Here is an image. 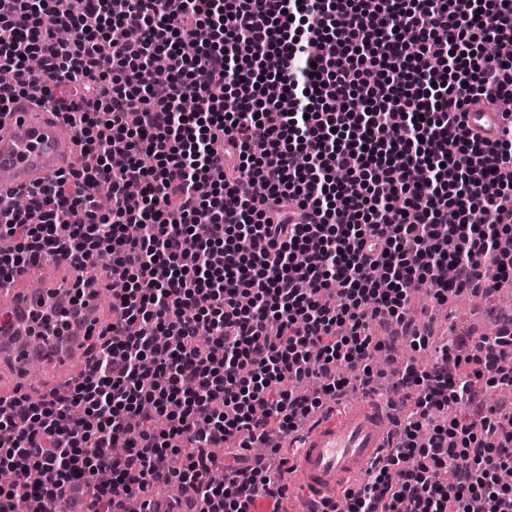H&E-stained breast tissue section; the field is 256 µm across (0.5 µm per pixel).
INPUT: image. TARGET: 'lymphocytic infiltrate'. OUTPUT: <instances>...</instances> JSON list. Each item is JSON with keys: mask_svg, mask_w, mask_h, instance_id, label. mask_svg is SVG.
Returning <instances> with one entry per match:
<instances>
[{"mask_svg": "<svg viewBox=\"0 0 512 512\" xmlns=\"http://www.w3.org/2000/svg\"><path fill=\"white\" fill-rule=\"evenodd\" d=\"M488 39L512 42V0H0V115L41 94L97 159L25 206L0 196V281L106 254L123 285L81 382L0 399V512H52L75 487L124 512L160 473L201 512L281 504V437L369 385L371 324L404 319L410 282L443 302L512 280V137L465 123L512 94ZM503 343L404 368L420 393L347 512H512V410L468 415L479 382L512 385ZM311 378L319 391L285 387ZM231 441L238 466L215 483ZM256 445L277 468L248 459Z\"/></svg>", "mask_w": 512, "mask_h": 512, "instance_id": "lymphocytic-infiltrate-1", "label": "lymphocytic infiltrate"}]
</instances>
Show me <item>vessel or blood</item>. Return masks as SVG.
I'll list each match as a JSON object with an SVG mask.
<instances>
[{
    "label": "vessel or blood",
    "instance_id": "1",
    "mask_svg": "<svg viewBox=\"0 0 512 512\" xmlns=\"http://www.w3.org/2000/svg\"><path fill=\"white\" fill-rule=\"evenodd\" d=\"M467 124L493 141L512 125V118L478 104L470 107ZM76 150L71 131L55 112L19 99L11 116L0 121V188L22 190L51 180L69 166ZM100 275V270L77 269L57 255L37 274L17 275L0 287V357L56 372L54 392L70 389L85 370L74 356L98 335L104 318L99 286L86 288L82 282ZM52 309L69 310L67 327L52 334L34 329L33 315ZM395 430L388 406L370 398L309 423L300 431L298 451L290 461L303 499L317 508L338 504L343 490L385 454Z\"/></svg>",
    "mask_w": 512,
    "mask_h": 512
}]
</instances>
